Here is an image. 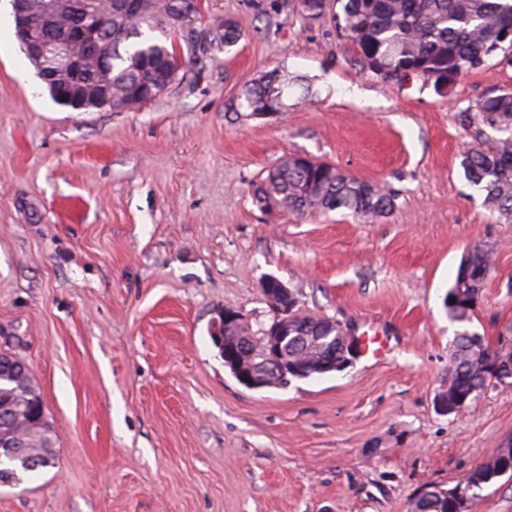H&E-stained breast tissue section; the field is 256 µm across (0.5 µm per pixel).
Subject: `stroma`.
Returning <instances> with one entry per match:
<instances>
[{
  "instance_id": "obj_1",
  "label": "stroma",
  "mask_w": 512,
  "mask_h": 512,
  "mask_svg": "<svg viewBox=\"0 0 512 512\" xmlns=\"http://www.w3.org/2000/svg\"><path fill=\"white\" fill-rule=\"evenodd\" d=\"M268 0H202L205 23L242 28L231 50L127 112L57 104L13 30L0 32V353L40 387L56 467L0 486V512H408L421 487L455 486L512 445V384L455 417L456 326L444 297L473 246L491 252L471 328L512 327V223L465 179L460 113L512 87V67L447 93L360 71L331 22ZM314 95L240 118L243 85L274 66ZM293 156L386 186L374 222L262 210L256 183ZM301 312L378 333L381 357L254 390L211 339L224 308L269 325L267 276Z\"/></svg>"
}]
</instances>
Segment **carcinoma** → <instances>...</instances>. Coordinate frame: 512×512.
Returning a JSON list of instances; mask_svg holds the SVG:
<instances>
[{
    "mask_svg": "<svg viewBox=\"0 0 512 512\" xmlns=\"http://www.w3.org/2000/svg\"><path fill=\"white\" fill-rule=\"evenodd\" d=\"M190 0H142L134 14L112 4V15L101 18L104 29L124 32L112 43V111L131 109L133 100L147 98L146 87L154 82L174 85L182 65L174 64L177 14ZM292 11L305 24L331 17L336 31L358 48L362 70L383 82L394 75L412 72L425 83L439 87L449 71L467 74L494 62L501 64L512 45L500 44L501 35L512 30V0H291ZM242 36L240 25L220 20L208 30L189 36L185 46L202 51L205 44L228 51ZM299 91V99L312 95L310 84L300 75L274 68L251 79L242 88L235 111L243 117L257 112L288 111V92ZM463 121L475 128L474 143L464 152L461 167L466 180L484 192L483 204L499 219L512 221V88L491 90L462 113ZM489 127L502 136L491 144L482 142ZM274 198L280 210L295 214L347 212L370 222L391 211L393 196L383 186L350 176L336 166L303 157L283 161L268 171L255 190L258 204ZM473 275L485 283L492 269L489 252L477 246ZM482 289L463 284L460 276L445 297L448 320L459 326L453 339L448 372L453 376L447 402L469 403L475 388L487 381L479 368L492 351L484 336L480 349L462 352L469 324L481 300ZM11 406L33 422L23 442L27 452L46 454L58 462L56 439L46 420L44 402L32 376L0 385V406ZM512 477V453L499 454L472 468L461 488L434 487L426 500L411 501L410 512H464L469 498L503 474Z\"/></svg>",
    "mask_w": 512,
    "mask_h": 512,
    "instance_id": "obj_1",
    "label": "carcinoma"
}]
</instances>
